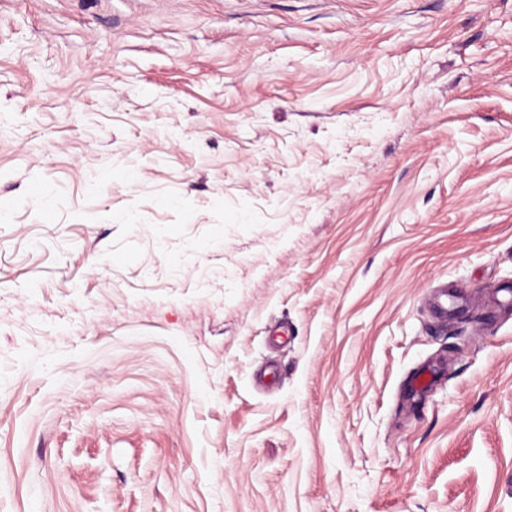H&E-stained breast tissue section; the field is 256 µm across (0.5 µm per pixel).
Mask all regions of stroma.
<instances>
[{"label":"stroma","mask_w":512,"mask_h":512,"mask_svg":"<svg viewBox=\"0 0 512 512\" xmlns=\"http://www.w3.org/2000/svg\"><path fill=\"white\" fill-rule=\"evenodd\" d=\"M503 288L512 0H0V512H512Z\"/></svg>","instance_id":"stroma-1"}]
</instances>
